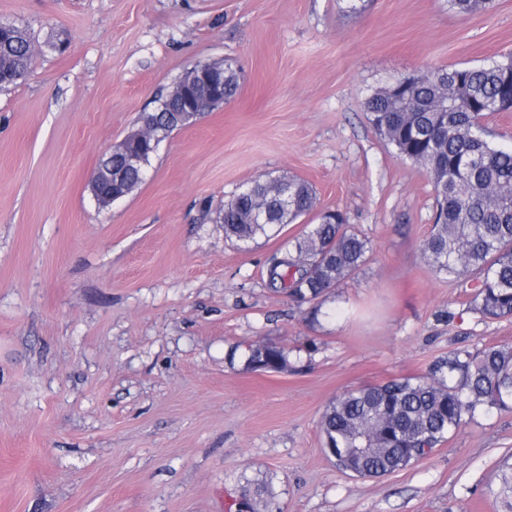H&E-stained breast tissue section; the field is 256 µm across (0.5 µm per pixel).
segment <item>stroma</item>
Returning <instances> with one entry per match:
<instances>
[{
    "mask_svg": "<svg viewBox=\"0 0 512 512\" xmlns=\"http://www.w3.org/2000/svg\"><path fill=\"white\" fill-rule=\"evenodd\" d=\"M1 18L64 48L0 92V512H229L258 484L260 512H499L512 412H479L380 478L339 469L319 423L346 391L512 345L473 281L424 264L430 179L364 108L427 67L512 58V0L469 15L448 0H0ZM213 60L239 70L237 95L99 209L102 153ZM284 172L368 240L315 318L267 270L316 214L247 245L216 221ZM256 343L286 367H249Z\"/></svg>",
    "mask_w": 512,
    "mask_h": 512,
    "instance_id": "1",
    "label": "stroma"
}]
</instances>
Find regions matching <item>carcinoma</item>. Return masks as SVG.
Segmentation results:
<instances>
[{
	"label": "carcinoma",
	"mask_w": 512,
	"mask_h": 512,
	"mask_svg": "<svg viewBox=\"0 0 512 512\" xmlns=\"http://www.w3.org/2000/svg\"><path fill=\"white\" fill-rule=\"evenodd\" d=\"M459 13L490 12L496 0H449ZM33 42L27 26L13 22L0 33V92L19 85L15 72L31 70ZM209 67L224 75V100L232 99L240 75L229 63ZM512 60L479 67L428 69L376 89L366 100L369 121L398 153L423 167L437 209L429 236L420 245L436 273L476 280V309L488 319L512 317V150L484 138L481 119L508 110ZM161 107L143 114L147 131L163 141L178 129L175 115ZM112 151V185L132 193L143 182L126 165L123 150ZM316 193L297 177L255 179L224 202L217 219L225 237L248 244L279 233L310 214ZM368 242L337 210L320 213L291 249L268 268L273 287L288 281L300 302H317L354 275L366 260ZM264 362L279 371L285 351L270 344L249 348L248 365ZM512 411V347L488 345L460 350L436 361L419 378H399L346 392L326 409L320 431L325 444L343 453L336 465L362 478L403 469L447 441L480 410ZM496 501L512 512V465L499 470Z\"/></svg>",
	"instance_id": "1"
}]
</instances>
